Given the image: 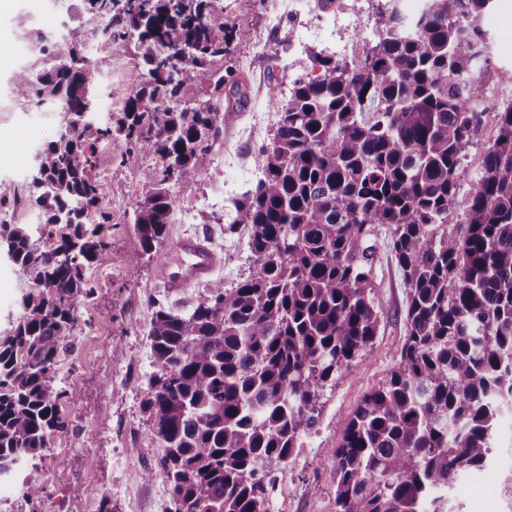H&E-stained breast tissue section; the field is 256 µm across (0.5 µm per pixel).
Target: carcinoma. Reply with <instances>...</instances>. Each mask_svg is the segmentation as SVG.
<instances>
[{"label": "carcinoma", "instance_id": "carcinoma-1", "mask_svg": "<svg viewBox=\"0 0 512 512\" xmlns=\"http://www.w3.org/2000/svg\"><path fill=\"white\" fill-rule=\"evenodd\" d=\"M86 0L109 33L107 55L133 41L146 65L136 89L113 94L122 116L88 118L100 74L56 47L38 102L70 113L32 164V201L48 215L41 246L0 222V253L31 272L23 314L0 337V475L29 462L27 494L43 487L35 459L69 421L75 389L54 383L70 332L94 295L86 270L109 249L92 172L101 142L128 145L149 171L133 211L143 252L158 253L172 187L211 152L220 109L191 105L201 77L221 99L234 29L215 0ZM493 0H423L406 18L379 12L375 40L348 60L323 48L320 67L279 92L280 119L256 163L254 188L234 202L248 233L249 273L211 285L180 314L158 299L148 337L156 372L142 402L161 448L154 468L170 512H268L272 465L286 462L319 418L323 389L369 352L379 327L375 230L390 242L408 288V334L389 375L362 400L336 453V512H447L448 488L488 466L502 409L512 405V102L496 115L462 232L448 228L467 148L478 136L495 50L482 27Z\"/></svg>", "mask_w": 512, "mask_h": 512}]
</instances>
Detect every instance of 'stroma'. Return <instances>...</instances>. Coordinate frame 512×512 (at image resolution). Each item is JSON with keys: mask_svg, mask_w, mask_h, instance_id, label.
I'll return each instance as SVG.
<instances>
[{"mask_svg": "<svg viewBox=\"0 0 512 512\" xmlns=\"http://www.w3.org/2000/svg\"><path fill=\"white\" fill-rule=\"evenodd\" d=\"M224 19L236 37L224 64L233 71L219 102V131L210 154L200 158L195 173L173 187L175 219L168 228L160 255L142 256L137 274L128 259L140 248L132 212L145 171L154 169L151 157L130 166L122 163L123 141L100 146L101 172L98 209L108 217L105 231L112 242L108 255L87 270L96 295L70 333L71 353L59 362L58 386L78 387L77 403H63L68 432L56 435L40 461L44 493L27 497L22 475L0 478V512H168L169 487L162 476L147 477L159 455L149 435L142 400L155 373L148 331L150 299L165 302L179 313L188 312L206 286L193 283L179 292L163 288L156 273L161 260L178 262L177 241L185 236L208 240L221 263L214 280L233 284L248 273L247 230H224L235 215L234 202L256 183L258 146L271 137L280 108L269 98L271 87L287 86L292 74L309 71L306 47L323 48L350 42L355 29L373 37L385 0H343L342 13L320 9L316 0H223ZM25 27H18V18ZM100 18L87 14L83 0H13L0 15V44L9 60L0 64V198L13 212L15 223L39 237L45 217L30 200V170L35 154L65 131L69 115L16 93L19 85L39 74L43 58L37 37L65 32V45L90 55V41ZM483 27L495 45L496 70H512V0H494ZM295 62L293 73L282 72L276 55ZM101 82L91 105V120L104 126L122 113L116 89L138 87L144 63L133 44L116 47L111 56L96 58ZM512 100V83L491 80L485 92L482 131L467 150L469 177L461 181L459 207L448 218L451 229L465 221L462 207L468 180L481 171L484 152L493 135L494 116ZM375 301L380 326L369 352L327 387L320 399L319 422L301 447L274 470L278 489L269 512H336L333 483L336 450L345 426L363 396L379 386L394 367L405 337L407 290L387 246L388 225L377 231ZM28 270L0 255V336L22 314L21 299L32 288ZM493 476L469 473L448 490V512H512V413H504L493 439Z\"/></svg>", "mask_w": 512, "mask_h": 512, "instance_id": "35a3bbf8", "label": "stroma"}]
</instances>
